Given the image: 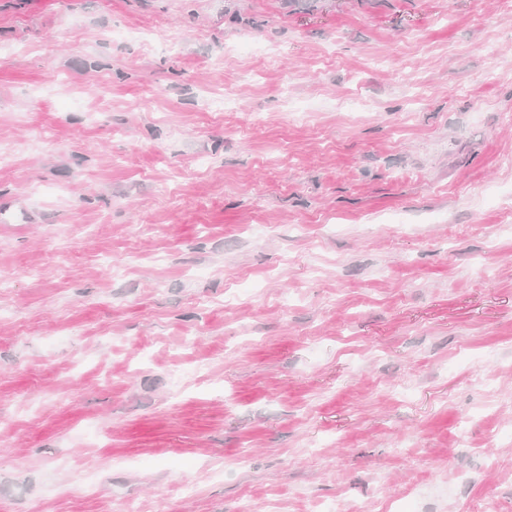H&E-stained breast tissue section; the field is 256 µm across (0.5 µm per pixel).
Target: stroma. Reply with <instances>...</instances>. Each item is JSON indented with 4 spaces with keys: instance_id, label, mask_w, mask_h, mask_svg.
<instances>
[{
    "instance_id": "obj_1",
    "label": "stroma",
    "mask_w": 512,
    "mask_h": 512,
    "mask_svg": "<svg viewBox=\"0 0 512 512\" xmlns=\"http://www.w3.org/2000/svg\"><path fill=\"white\" fill-rule=\"evenodd\" d=\"M1 210L0 512H512V0H0Z\"/></svg>"
}]
</instances>
